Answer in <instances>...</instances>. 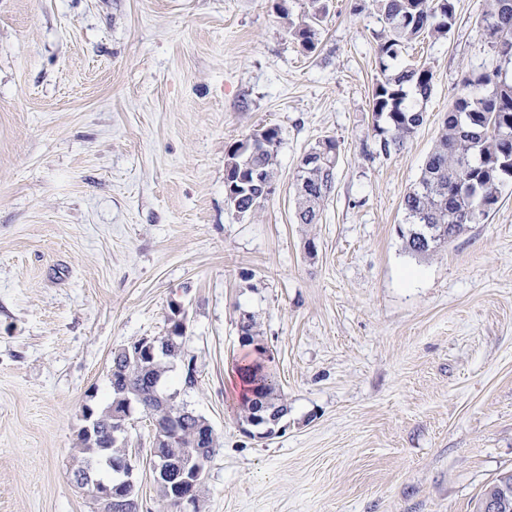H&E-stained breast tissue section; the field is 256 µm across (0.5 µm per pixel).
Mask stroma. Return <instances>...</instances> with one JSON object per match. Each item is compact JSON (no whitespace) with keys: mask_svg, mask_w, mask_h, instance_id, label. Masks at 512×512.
<instances>
[{"mask_svg":"<svg viewBox=\"0 0 512 512\" xmlns=\"http://www.w3.org/2000/svg\"><path fill=\"white\" fill-rule=\"evenodd\" d=\"M330 0L315 53L288 33L308 0H0V512H93L74 481L85 405L115 350L166 335L164 388L217 448L187 512H476L512 471V181L485 223L425 257L400 234L466 76L490 60L482 0L408 50L434 80L401 150L375 151L382 24ZM282 130L275 191L224 199L226 153ZM339 143L315 224L301 157ZM252 315L288 413L242 429L238 324ZM139 512H158L152 425L133 413Z\"/></svg>","mask_w":512,"mask_h":512,"instance_id":"1","label":"stroma"}]
</instances>
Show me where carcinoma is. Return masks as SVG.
Segmentation results:
<instances>
[{
    "instance_id": "carcinoma-1",
    "label": "carcinoma",
    "mask_w": 512,
    "mask_h": 512,
    "mask_svg": "<svg viewBox=\"0 0 512 512\" xmlns=\"http://www.w3.org/2000/svg\"><path fill=\"white\" fill-rule=\"evenodd\" d=\"M329 0H309V7L298 23H289V33L303 51L312 53L319 43L320 26L328 14ZM383 23L376 46L381 78L371 93L373 128L377 151L390 155L403 149L424 122V113L408 102L414 93L429 97L433 72L426 64H405L391 74L389 70L403 56L406 47L425 39L446 36L456 20L455 0H371ZM481 24L496 66L473 79L463 80V92L448 108L439 137L427 156L417 186L403 199L406 249L414 255L436 251L448 238L462 234L470 224H483L498 203L501 183L512 179V0H483ZM281 144V130L264 126L248 138L234 143L227 151L224 194L227 205L238 215L256 210L263 201L262 188L254 178L274 183L276 157ZM310 150L324 152V162L305 178L296 172V220L299 224L318 223L319 204L330 194L334 183L339 146L326 137ZM242 346L249 348L243 356L247 364L240 367L252 386L254 398L241 410V422L268 426L270 419L288 413V405L278 393L275 374L264 362L252 358L259 334L253 317L242 318ZM182 335L161 337L154 355L143 360L137 346L113 353L112 365L123 371V381L111 383L110 402L97 417V436L84 431L77 435L78 468L75 474L90 475L105 468L112 472L129 461L127 437L113 438L110 427L113 411L138 404L151 420L177 422L181 432L174 446L165 454L185 465L189 472L199 460L209 459L216 448L211 437L201 440L196 419L184 415L186 409L160 393L159 385L173 364L183 362V384H197L193 360L184 358ZM512 488V474L505 473L489 484L479 500V512H486L489 498L501 496L502 488ZM161 512H176L168 480L158 481Z\"/></svg>"
}]
</instances>
